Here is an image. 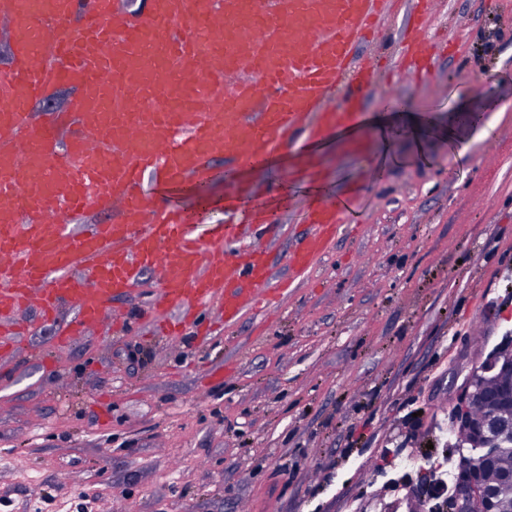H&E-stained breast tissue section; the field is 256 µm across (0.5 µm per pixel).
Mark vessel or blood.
<instances>
[{"label":"vessel or blood","instance_id":"b4317fda","mask_svg":"<svg viewBox=\"0 0 512 512\" xmlns=\"http://www.w3.org/2000/svg\"><path fill=\"white\" fill-rule=\"evenodd\" d=\"M388 0H148L145 15L112 0H0L14 46L0 70V352L15 351L24 315L54 320L72 304L59 338L99 331L112 299L160 268L161 292L145 314L194 323L219 309L233 321L270 282L266 210L245 252L227 250L232 224H192L144 191L182 189L209 177L212 156L262 174L283 154L292 176L321 183L326 167L303 142L360 122L378 62L358 63ZM345 83L339 109L327 106ZM61 84L79 86L69 112L33 125L29 107ZM65 142H58L60 129ZM360 194L312 206V233L291 267L306 273L347 223ZM115 211L110 224L83 216Z\"/></svg>","mask_w":512,"mask_h":512}]
</instances>
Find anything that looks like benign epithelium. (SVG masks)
<instances>
[{
	"instance_id": "benign-epithelium-1",
	"label": "benign epithelium",
	"mask_w": 512,
	"mask_h": 512,
	"mask_svg": "<svg viewBox=\"0 0 512 512\" xmlns=\"http://www.w3.org/2000/svg\"><path fill=\"white\" fill-rule=\"evenodd\" d=\"M505 368L500 355L494 354L470 370L454 410L456 427L467 437L466 444L460 448L462 462L455 491L449 496L445 489L437 490L434 504L419 497L415 502L418 512H498V486L486 481L485 473L495 466L500 452L512 445V415L505 420L492 412L475 420L469 414V407L478 398L512 407L511 387L489 389L491 381Z\"/></svg>"
}]
</instances>
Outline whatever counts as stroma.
I'll return each instance as SVG.
<instances>
[{
  "label": "stroma",
  "instance_id": "35a3bbf8",
  "mask_svg": "<svg viewBox=\"0 0 512 512\" xmlns=\"http://www.w3.org/2000/svg\"><path fill=\"white\" fill-rule=\"evenodd\" d=\"M412 0L367 45L397 59ZM431 73L390 69L386 96L448 121L512 103V0H432ZM397 140L382 170L317 146L326 194L357 181L356 220L289 290L315 188L287 162L254 186L278 224L260 308L209 334L153 336L138 313L160 271L113 313L133 328L75 340L32 321L0 355V512H413L433 461L457 475L455 398L471 365L512 346V122Z\"/></svg>",
  "mask_w": 512,
  "mask_h": 512
}]
</instances>
